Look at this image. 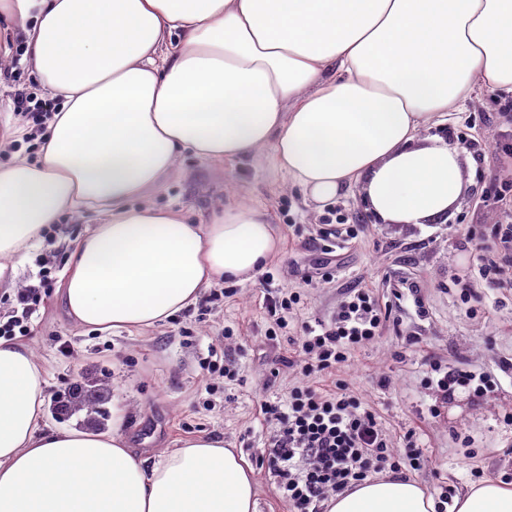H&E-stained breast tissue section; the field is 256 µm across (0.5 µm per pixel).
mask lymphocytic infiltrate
<instances>
[{
    "instance_id": "f902f5d3",
    "label": "lymphocytic infiltrate",
    "mask_w": 512,
    "mask_h": 512,
    "mask_svg": "<svg viewBox=\"0 0 512 512\" xmlns=\"http://www.w3.org/2000/svg\"><path fill=\"white\" fill-rule=\"evenodd\" d=\"M51 274V267L40 266L36 282L17 291L10 311L0 315V338L30 336L53 284ZM386 316L371 291L352 289L334 318L305 327L297 352L316 371L332 372L378 336ZM260 410L274 426L262 461L274 477L276 494L295 512H326L330 496L369 476L422 467L421 449L410 442L404 454L395 453L375 416L345 383L329 392L296 386L287 398L263 401Z\"/></svg>"
}]
</instances>
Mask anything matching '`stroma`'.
<instances>
[{
    "instance_id": "stroma-1",
    "label": "stroma",
    "mask_w": 512,
    "mask_h": 512,
    "mask_svg": "<svg viewBox=\"0 0 512 512\" xmlns=\"http://www.w3.org/2000/svg\"><path fill=\"white\" fill-rule=\"evenodd\" d=\"M26 64L0 67V122L14 123L13 98L32 86ZM449 138L461 152L468 186L447 218L402 226L376 221L359 192L318 205L299 187L286 183L266 161L241 160L208 166L183 155L178 172L153 199L156 207L181 208L199 221L219 208L241 201L262 205L279 238V248L263 277L237 284L233 297L210 315L190 306L154 327L132 333L80 328L52 288L42 319L26 341L45 374L47 400L84 378L110 386L102 410L119 409L118 432L146 457L174 450L184 440L209 435L237 449L253 470L257 512H290L275 493L274 478L261 467L269 429L262 425L257 402L281 396L304 375L282 365L292 356L293 337L301 327L330 318L345 292L371 289L390 314L379 336L356 350L335 377L370 409L393 448L404 449L413 434L424 463L412 477L429 492L445 485L462 492L474 483V470L485 477L512 476V264L504 265L495 286L479 269L498 257L491 230L512 213V153L501 143L512 140L491 94L480 91L461 111L420 132ZM342 213L350 239L323 238L326 221ZM85 219L62 214L48 241L50 259L67 269L78 240L89 234ZM331 250L330 277L315 270L322 250ZM469 282L482 303L468 313L458 281ZM417 287L405 294L404 283ZM299 292L301 302L288 326L289 336L267 342L272 321L265 309L276 288ZM222 344L237 380L215 378V392L198 385L200 363L209 348ZM471 372L481 394L460 388L441 403L427 378L432 363ZM441 405L433 416V405Z\"/></svg>"
}]
</instances>
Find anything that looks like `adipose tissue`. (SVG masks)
<instances>
[{
    "mask_svg": "<svg viewBox=\"0 0 512 512\" xmlns=\"http://www.w3.org/2000/svg\"><path fill=\"white\" fill-rule=\"evenodd\" d=\"M55 114L37 160L0 163V275L63 213L93 230L62 291L81 327L139 330L275 253L251 203L207 222L150 201L182 153L272 155L325 205L356 187L386 224L446 217L460 150L420 129L476 90L512 95V0H0ZM33 352L0 339V512H256L243 457L185 440L147 464L119 434L54 430ZM328 512H435L410 478L368 479ZM451 512H512V487L473 485Z\"/></svg>",
    "mask_w": 512,
    "mask_h": 512,
    "instance_id": "ef3b65f1",
    "label": "adipose tissue"
}]
</instances>
